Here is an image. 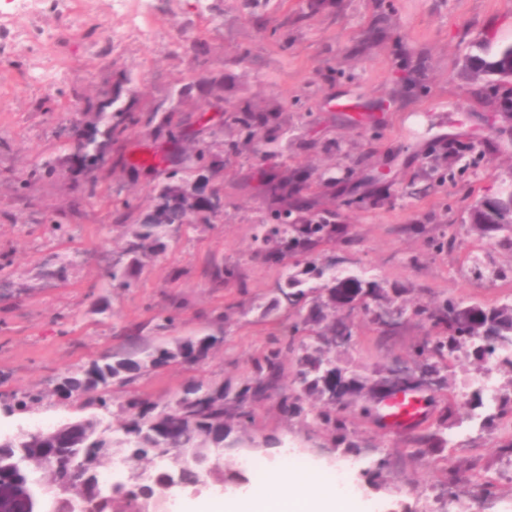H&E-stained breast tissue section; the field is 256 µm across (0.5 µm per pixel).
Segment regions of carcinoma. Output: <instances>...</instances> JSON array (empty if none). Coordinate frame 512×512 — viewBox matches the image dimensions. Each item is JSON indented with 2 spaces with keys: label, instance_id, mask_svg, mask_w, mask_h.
Here are the masks:
<instances>
[{
  "label": "carcinoma",
  "instance_id": "obj_1",
  "mask_svg": "<svg viewBox=\"0 0 512 512\" xmlns=\"http://www.w3.org/2000/svg\"><path fill=\"white\" fill-rule=\"evenodd\" d=\"M464 66L475 82L497 86L508 81L512 79V43L499 45L492 52L480 46L466 57ZM137 106L134 94L124 102L115 98L101 104L93 112L91 133L67 146L66 160L83 175L73 187L80 197L97 195L99 184L112 173L107 147L124 140L131 127L143 122L159 135L177 136L178 125L169 115L155 111L143 117ZM280 114L278 106L247 105L231 118L238 140L225 144V152H237L239 146L254 139L257 128L275 124ZM222 165L224 159L214 152V145L198 143L188 153L181 181L154 187V210L142 223L127 226L125 254L129 261L112 264L106 272L107 287L135 286L138 273L164 249L168 228L190 223L181 188L198 172ZM266 190L272 205L280 210L309 205L285 172L270 174ZM469 224L479 238L496 239L512 248V200L505 194L472 205ZM335 237L336 225L314 219L307 224H261L255 243L268 257L282 260L308 256ZM310 274L316 283L309 287L288 272L275 288L263 316L285 307L292 312L293 321L284 333L271 336L254 363L253 375L245 380L235 384L192 381L163 405L137 395L118 402L115 388L129 385L148 371L198 363L221 343V337L205 333L145 345L136 330L125 334L132 352L122 357L104 355L61 376L54 394L89 414L62 424L55 434L26 433L0 439V512H70L72 503L82 500L98 502L100 512H164L166 503L158 497L154 482L126 485L114 494L112 485L101 482L102 471L118 461L134 477L144 473L149 464L163 459L159 449L169 447L173 438L181 457L174 478L186 488L196 486L202 477L196 459L207 457L213 463L208 479L220 486L232 480L221 463L224 441L234 425L244 426L252 420V403L272 396L284 414L312 419L329 434L335 448L358 452L359 444L351 437L338 401L348 395L361 403L372 392L373 382L367 377L346 376L331 355L336 344L323 338L349 340L352 329L348 318L339 312L350 311L358 303L380 335H391L397 324L383 322L379 312L385 307L404 311L398 303L404 289H387L354 274L338 275L329 265L315 266ZM412 314L429 325V333L414 346L411 360L432 377L436 387L446 385L448 362L460 355L480 362L493 360L512 372V358L499 355V349L492 346L493 338L512 336V304L464 306L446 296L437 304L413 309ZM291 352L296 353L295 375L289 384L285 361ZM44 398L41 390L25 391L4 404V410L26 411ZM114 413L118 425L103 426V417ZM484 425L500 432L499 452L511 457L512 382L500 393L498 405L486 415ZM447 447L448 414L443 413L430 426L415 431L409 455L432 466L440 475L441 492L453 495L461 481V468L444 454ZM50 455L59 462L52 472L42 467ZM468 472L469 479L487 495L496 493V481L478 463H471Z\"/></svg>",
  "mask_w": 512,
  "mask_h": 512
}]
</instances>
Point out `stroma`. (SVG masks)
<instances>
[{
	"instance_id": "obj_1",
	"label": "stroma",
	"mask_w": 512,
	"mask_h": 512,
	"mask_svg": "<svg viewBox=\"0 0 512 512\" xmlns=\"http://www.w3.org/2000/svg\"><path fill=\"white\" fill-rule=\"evenodd\" d=\"M151 14V38L116 43L112 32L123 20L111 14L109 0H96L94 15L76 31L51 2L37 15L13 18L22 28L57 30L46 58L67 74L29 82L32 58L23 43L0 64V403L31 387L48 392L65 371L122 349L129 328L155 341L150 320L171 309L181 337L210 328L223 313V344L201 362L144 374L117 398L168 401L191 380L249 377L273 330L263 305L286 269L306 270L255 250L253 237L272 210L258 183L263 170L295 174L315 214L337 212L336 241L316 254L317 264L405 289L411 309L448 294L468 304L512 303V249L477 238L468 222L472 204L512 184V112L501 109V89L463 76L476 43L512 42V0H154ZM203 64L211 83L199 81ZM190 82L191 96L177 99ZM132 92L141 111L174 106L185 123L176 141L140 124L113 145L131 160L146 151L169 158L150 171L113 169L106 187L133 204L125 224L152 209L154 186L184 149L235 138L234 112L279 103L282 132L274 142L260 132L258 143L208 171L224 193L223 212L169 230L165 250L135 287L121 290L104 287L103 276L124 257L125 224L113 223L105 203L75 200L81 175L69 165L50 180L31 173L64 157L67 135L88 131L89 102ZM444 236L453 248H433ZM211 259L234 268L236 279L215 286L206 273ZM350 319L352 342L336 348V364L370 378L407 359L429 331L411 319L380 342L363 312ZM487 370L464 356L453 361L446 390L432 392L428 406L435 416L455 402L448 432L456 441L448 452L460 465L487 468L498 483L495 497L475 486L440 496L436 473L409 457L408 436L379 428L354 406L346 416L361 454L352 467H344L326 432L286 416L269 398L252 404L245 443L225 449L224 468L256 483L284 448L325 481L344 477L364 512H512L499 436L471 418L469 400ZM77 416L75 406L48 393L30 410L0 412V434ZM247 459L259 469L243 468Z\"/></svg>"
}]
</instances>
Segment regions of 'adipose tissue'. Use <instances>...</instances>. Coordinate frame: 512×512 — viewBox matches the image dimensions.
Segmentation results:
<instances>
[{"instance_id":"obj_1","label":"adipose tissue","mask_w":512,"mask_h":512,"mask_svg":"<svg viewBox=\"0 0 512 512\" xmlns=\"http://www.w3.org/2000/svg\"><path fill=\"white\" fill-rule=\"evenodd\" d=\"M181 512H359L348 488L274 463L261 485L206 502L186 501Z\"/></svg>"}]
</instances>
